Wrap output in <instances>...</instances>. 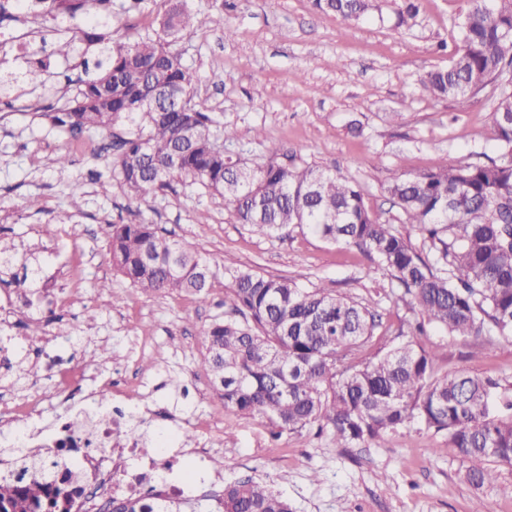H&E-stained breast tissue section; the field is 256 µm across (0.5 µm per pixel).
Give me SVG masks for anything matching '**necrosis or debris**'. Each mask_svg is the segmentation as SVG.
<instances>
[{"mask_svg":"<svg viewBox=\"0 0 512 512\" xmlns=\"http://www.w3.org/2000/svg\"><path fill=\"white\" fill-rule=\"evenodd\" d=\"M84 373L63 368L52 394H30L22 398L0 394V430L9 431L20 420L40 415L49 396L72 397L80 388ZM145 443L131 437L125 412L114 407L108 413L88 418L79 412L54 427L49 435L35 432L26 438V453L47 455L54 467L52 476L74 473L82 493L70 505V512H93L91 501L113 502L156 494L179 501L188 492L187 479L159 481L157 472L170 468L167 459L144 458Z\"/></svg>","mask_w":512,"mask_h":512,"instance_id":"1","label":"necrosis or debris"}]
</instances>
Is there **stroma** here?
<instances>
[{
    "mask_svg": "<svg viewBox=\"0 0 512 512\" xmlns=\"http://www.w3.org/2000/svg\"><path fill=\"white\" fill-rule=\"evenodd\" d=\"M222 29L201 27L176 49L197 73L194 101L241 140L228 152L261 163L269 143L298 159L359 180L368 203L397 216L384 192L392 174L415 175L459 163L498 159L491 117L497 84L476 94L437 98L421 80L447 66L460 40L467 0H418L411 26L398 25L405 0H378L379 9L349 22L316 13L312 0H230ZM163 0H112V35L125 41L154 35ZM0 23V32L26 31L24 47L0 51V72L19 71L39 49V26L27 6ZM42 86L0 99V227L13 246V264L0 267V308L21 311L5 344L0 390L22 395L52 391V360L63 354L83 368L82 395L97 399L115 373L129 378L125 407L140 429L168 454L183 453L213 423L215 462L225 483L250 477L288 500L292 512H512L500 486L512 484V465L498 463L497 483L474 488L446 433L403 430L386 442L341 448L330 434L301 430L272 437L265 420L225 410L209 391L201 369L203 332L223 315L229 286L225 262L284 276L309 288L321 283L367 299L395 284L374 277L356 247L330 243L299 227L261 237L237 224L222 196L185 180L129 199L112 173L102 135L73 139L45 119L76 92L78 59L50 56ZM262 137L252 140V129ZM72 162L59 167L58 156ZM84 195L82 213L71 214L73 192ZM38 199L41 211L28 208ZM141 221L190 242L216 270L211 304L188 294H146L113 274L107 224ZM108 289H101V282ZM53 312L41 341L27 337L25 321ZM419 345L438 355L442 374L467 372L499 380L512 396V340L451 336L427 327ZM162 408L167 419L153 417ZM50 402L42 416L17 422L0 434V458L22 452V438L51 428L68 414Z\"/></svg>",
    "mask_w": 512,
    "mask_h": 512,
    "instance_id": "obj_1",
    "label": "stroma"
}]
</instances>
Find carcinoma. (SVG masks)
Segmentation results:
<instances>
[{
  "instance_id": "cac0c4a2",
  "label": "carcinoma",
  "mask_w": 512,
  "mask_h": 512,
  "mask_svg": "<svg viewBox=\"0 0 512 512\" xmlns=\"http://www.w3.org/2000/svg\"><path fill=\"white\" fill-rule=\"evenodd\" d=\"M156 36L112 39L110 0H31L34 12L55 22L86 16L89 27L56 38L53 54L82 56L84 78L63 108L44 113L50 125L73 138L112 133L115 170L138 198L191 178L222 197L239 224L272 236L295 224L320 238L353 245L373 263L372 272L395 280L394 303L418 309L428 325L451 336L483 333L512 338V87L503 86L492 105L501 151L488 164L448 163L413 176L392 175L384 190L399 220L430 242L424 259L409 238L366 201L361 184L316 165L298 162L280 144L250 166L224 152L239 140L193 103L197 76L174 43L184 34L218 22L166 0ZM317 13L358 22L376 9L375 0H312ZM512 0H468L461 23V48L446 67L421 81L434 97L477 93L512 68ZM93 52L94 61L85 58ZM49 62L38 58L17 79L43 83ZM124 128L115 132L117 123ZM112 266L133 287L149 294L191 293L210 303L213 271L186 241L157 224L108 225ZM230 288L224 306L239 318H216L205 330L202 370L224 409L267 420L272 434L317 427L340 447L388 441L402 429L424 426L448 435L467 460L512 463V414L496 410L498 381L471 374H435L436 355L398 333L375 359L355 360V351L382 327L380 300L357 301L322 284L303 288L286 277L251 267L224 265ZM40 472L17 491L0 477V512H66L71 489L45 482ZM464 479L482 487L495 482L490 469H467ZM224 512H291L288 501L263 484L244 479L224 487ZM115 512H181L139 498L113 504Z\"/></svg>"
}]
</instances>
